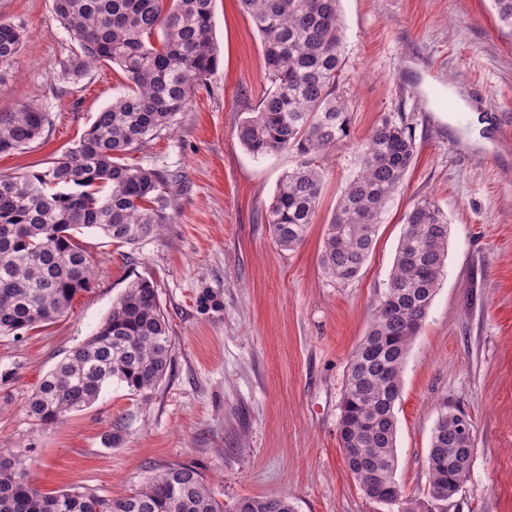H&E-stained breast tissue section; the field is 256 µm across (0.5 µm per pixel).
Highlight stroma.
<instances>
[{"label":"stroma","mask_w":512,"mask_h":512,"mask_svg":"<svg viewBox=\"0 0 512 512\" xmlns=\"http://www.w3.org/2000/svg\"><path fill=\"white\" fill-rule=\"evenodd\" d=\"M340 10L349 136L323 163L320 208L298 248L281 249L267 224L295 155L256 156L236 136L271 89L260 37L239 0H215V76L125 157L173 177L168 223L133 246L83 230L89 290L54 323L0 335V448L30 449L40 490L117 497L186 464L227 506L286 496L296 512H388L344 465L340 402L403 218L428 199L448 216V259L403 374L395 478L406 495L427 499L433 428L459 410L474 422V452L448 512H512V28L492 0H340ZM0 16L27 33L0 86V112L34 102L49 118L37 141L0 154V175L22 176L74 147L127 87L109 62L67 73L75 43L53 0H0ZM452 87L486 120L485 145L468 141L471 125L449 124L441 101ZM384 116L411 127L417 152L360 275L343 283L320 266L323 237L357 169L354 145ZM138 278L153 283L168 318L170 373L144 393L111 384L63 423L35 425L24 407L41 378ZM118 427L121 440L109 441Z\"/></svg>","instance_id":"1"}]
</instances>
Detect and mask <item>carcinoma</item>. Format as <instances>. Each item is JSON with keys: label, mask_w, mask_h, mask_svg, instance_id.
I'll return each mask as SVG.
<instances>
[{"label": "carcinoma", "mask_w": 512, "mask_h": 512, "mask_svg": "<svg viewBox=\"0 0 512 512\" xmlns=\"http://www.w3.org/2000/svg\"><path fill=\"white\" fill-rule=\"evenodd\" d=\"M215 0H53L78 46L75 76L101 61L116 64L129 92L98 112L75 147L44 171L0 177V335H16L63 315L88 290L92 262L76 233L95 229L133 245L166 223L169 178L132 167L122 155L170 126L218 67ZM340 0H241L261 40L272 89L237 126L240 144L261 156L291 151L297 164L280 180L268 211L276 243L300 246L318 212L323 170L317 159L348 135L349 106L336 92L342 71ZM22 24L0 18V81L20 55ZM48 114L37 104L0 113V153L41 137ZM416 154L409 126L384 116L357 145L358 171L341 190L323 240L326 273L356 279L382 219ZM448 254V216L420 201L405 214L387 288L366 336L352 353L338 443L347 471L369 500L390 512H447L448 490L467 479L474 432L459 433L461 412H446L431 436L427 501L395 480L397 418L403 372L415 336L440 287ZM174 344L157 289L128 283L92 336L39 383L26 405L39 427L90 407L108 385L133 392L168 375ZM0 512H295L291 500L243 498L227 509L193 466L172 464L118 498L93 492L44 493L33 485L27 450L0 448Z\"/></svg>", "instance_id": "1"}]
</instances>
